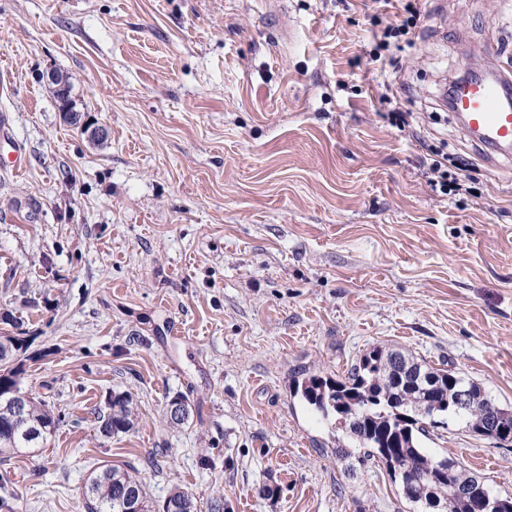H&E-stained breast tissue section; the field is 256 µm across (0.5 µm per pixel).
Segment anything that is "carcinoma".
Listing matches in <instances>:
<instances>
[{
    "label": "carcinoma",
    "instance_id": "obj_1",
    "mask_svg": "<svg viewBox=\"0 0 512 512\" xmlns=\"http://www.w3.org/2000/svg\"><path fill=\"white\" fill-rule=\"evenodd\" d=\"M25 340L0 336V455L43 448L63 424L45 400L28 394L25 411L15 413L11 388L23 383ZM461 390L468 392L464 410L455 405ZM295 392L335 428L360 435L355 460L365 465L378 460L398 483L405 499L419 512H476L479 500L491 492L486 477L449 456L423 448L429 429L460 420L478 436L494 420L512 425V409L499 406L480 386L465 381L450 368H434L395 348L375 346L343 378L309 374L295 381ZM129 394L107 398L97 413L100 434L110 438L129 430L134 421ZM131 465L104 464L89 479L85 491L87 512H128L130 502L140 512H152L143 483ZM167 502L179 512H197L191 493L175 489Z\"/></svg>",
    "mask_w": 512,
    "mask_h": 512
}]
</instances>
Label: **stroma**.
<instances>
[{"label":"stroma","instance_id":"35a3bbf8","mask_svg":"<svg viewBox=\"0 0 512 512\" xmlns=\"http://www.w3.org/2000/svg\"><path fill=\"white\" fill-rule=\"evenodd\" d=\"M418 7L374 70V0H0V336L66 415L0 462L14 512H84L105 461L157 508L180 487L199 512H412L294 393L376 345L512 408V162H481L447 102L512 64V0ZM432 149L471 159L476 195L432 191ZM122 392L134 426L102 437ZM423 445L512 497V446L455 424Z\"/></svg>","mask_w":512,"mask_h":512}]
</instances>
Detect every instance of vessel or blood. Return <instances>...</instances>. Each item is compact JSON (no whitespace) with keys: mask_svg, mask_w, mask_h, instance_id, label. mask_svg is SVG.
<instances>
[{"mask_svg":"<svg viewBox=\"0 0 512 512\" xmlns=\"http://www.w3.org/2000/svg\"><path fill=\"white\" fill-rule=\"evenodd\" d=\"M451 112L489 166L512 155V67L471 75L456 87Z\"/></svg>","mask_w":512,"mask_h":512,"instance_id":"1","label":"vessel or blood"}]
</instances>
